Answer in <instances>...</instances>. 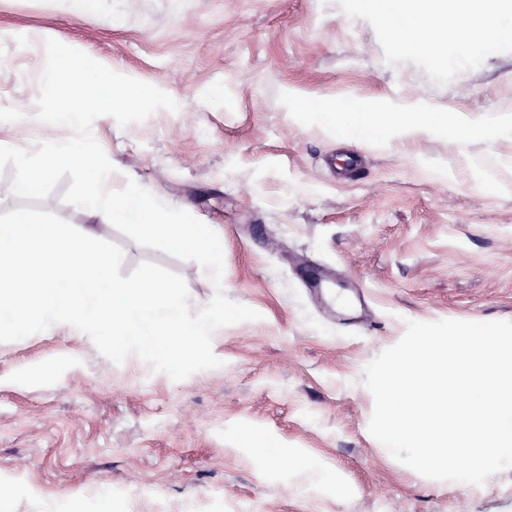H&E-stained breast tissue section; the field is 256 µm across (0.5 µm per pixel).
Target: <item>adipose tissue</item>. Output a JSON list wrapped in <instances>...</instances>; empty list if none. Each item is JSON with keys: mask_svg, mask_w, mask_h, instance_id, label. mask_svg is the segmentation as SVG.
Wrapping results in <instances>:
<instances>
[{"mask_svg": "<svg viewBox=\"0 0 512 512\" xmlns=\"http://www.w3.org/2000/svg\"><path fill=\"white\" fill-rule=\"evenodd\" d=\"M452 14L455 21L448 33L456 50L469 55L475 31L498 34L512 16V0H468L466 7L449 6L447 0H380V20L396 44L412 43L432 51L441 44L436 15ZM372 123L380 137L408 136L430 132L422 113L388 108L376 113Z\"/></svg>", "mask_w": 512, "mask_h": 512, "instance_id": "obj_1", "label": "adipose tissue"}]
</instances>
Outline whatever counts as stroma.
<instances>
[{"instance_id":"1","label":"stroma","mask_w":512,"mask_h":512,"mask_svg":"<svg viewBox=\"0 0 512 512\" xmlns=\"http://www.w3.org/2000/svg\"><path fill=\"white\" fill-rule=\"evenodd\" d=\"M56 39L170 95L159 110L93 134L131 178L207 224L223 244L224 293L259 314L216 330V369L175 381L136 355L102 356L88 336L0 343V512H512V470L483 485L424 477L369 432L365 366L407 321H512V134L460 140L456 113L512 124V28L476 36L458 61L394 45L368 0H0V107L22 110L0 145L72 137L38 120L43 49ZM346 112L398 104L431 133L381 141L328 130L316 102ZM491 159L479 185L472 160ZM122 276L151 261L180 274L192 309L215 294L206 268L101 223ZM319 277L363 293L347 322ZM257 436L316 462L270 468Z\"/></svg>"}]
</instances>
